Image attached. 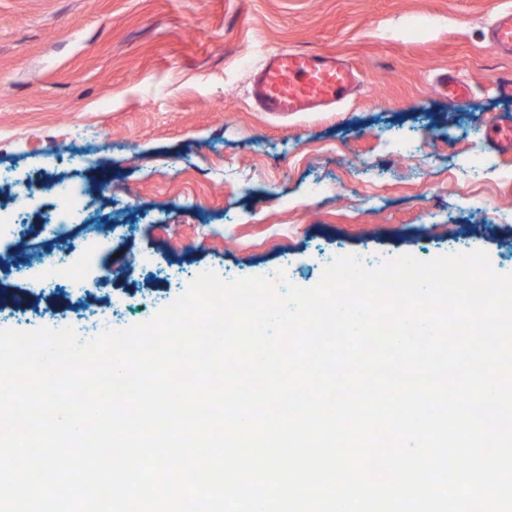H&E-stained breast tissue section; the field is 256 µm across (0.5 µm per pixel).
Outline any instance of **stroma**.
<instances>
[{
  "mask_svg": "<svg viewBox=\"0 0 512 512\" xmlns=\"http://www.w3.org/2000/svg\"><path fill=\"white\" fill-rule=\"evenodd\" d=\"M512 0H0V214L26 191L0 252V330L74 327L98 308L123 329L200 274L310 287L337 257L370 268L487 252L512 273V73L488 31ZM335 54L360 73L330 112L260 111L254 73L278 49ZM449 72L460 105L435 93ZM83 188L65 233L49 192ZM92 251L85 294L37 287L44 257ZM147 251L153 265L133 264ZM26 317L15 315V301ZM55 310L57 318L43 314ZM436 88L440 94L457 103H466L470 98L468 86L453 74L444 73L438 76ZM489 137L501 151H512V118L497 119L490 127Z\"/></svg>",
  "mask_w": 512,
  "mask_h": 512,
  "instance_id": "obj_1",
  "label": "stroma"
}]
</instances>
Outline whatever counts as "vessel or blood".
I'll return each mask as SVG.
<instances>
[{"label":"vessel or blood","mask_w":512,"mask_h":512,"mask_svg":"<svg viewBox=\"0 0 512 512\" xmlns=\"http://www.w3.org/2000/svg\"><path fill=\"white\" fill-rule=\"evenodd\" d=\"M494 51L512 54V9L499 12L491 26ZM356 70L344 60L315 51L281 50L268 54L252 81V99L264 112H325L356 90ZM440 94L457 103L470 98L466 84L454 75L437 77ZM489 137L501 151H512V118L497 119Z\"/></svg>","instance_id":"obj_1"}]
</instances>
